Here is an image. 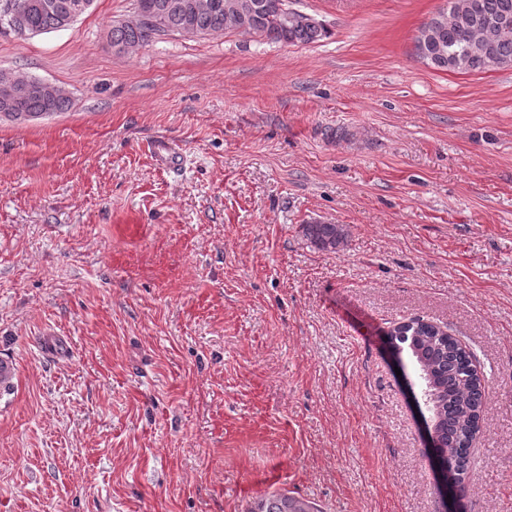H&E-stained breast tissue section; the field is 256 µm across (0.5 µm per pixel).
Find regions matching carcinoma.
<instances>
[{
  "instance_id": "carcinoma-1",
  "label": "carcinoma",
  "mask_w": 512,
  "mask_h": 512,
  "mask_svg": "<svg viewBox=\"0 0 512 512\" xmlns=\"http://www.w3.org/2000/svg\"><path fill=\"white\" fill-rule=\"evenodd\" d=\"M37 7L26 17V34L35 35L58 30L68 11L82 0H34ZM154 6L160 18V30L142 26L139 13L129 20L112 24L108 45L135 50L164 34L203 36L229 29L224 4L228 0H209V7L196 11L197 0H139ZM243 5H257L241 22L243 33L267 42L285 44L315 43L329 35L321 23H313L302 14L286 21L284 0H237ZM512 23V0H448L446 14L432 16L424 26L431 27L426 43L415 38L417 56L442 71L460 74L484 71L495 66L512 65V30L503 32L498 23ZM7 117L17 121L52 116L65 111L69 97L59 88L52 92L32 91L11 99ZM304 236L317 249L334 252L346 240L340 224L316 222L302 225ZM392 339L398 361L408 357L422 379L425 397L438 432L437 455L446 464L455 484L464 480L469 461V447L479 429L484 407L481 391L485 380L473 364L472 356L457 339L440 326L419 320L413 339L400 337L393 328ZM248 512H313L305 501L287 494H273L260 499Z\"/></svg>"
}]
</instances>
